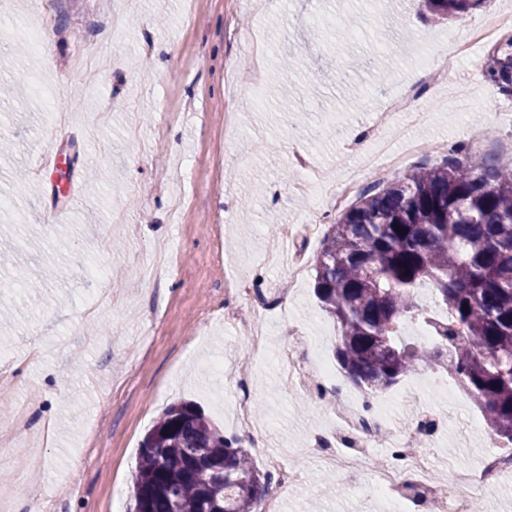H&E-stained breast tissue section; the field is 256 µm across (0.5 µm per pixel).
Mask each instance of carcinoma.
Segmentation results:
<instances>
[{
	"label": "carcinoma",
	"mask_w": 512,
	"mask_h": 512,
	"mask_svg": "<svg viewBox=\"0 0 512 512\" xmlns=\"http://www.w3.org/2000/svg\"><path fill=\"white\" fill-rule=\"evenodd\" d=\"M483 2L424 5L439 19H458ZM488 75L509 90L512 55ZM315 272L320 305L341 329L335 355L350 383L370 397L420 365L449 368L493 435L512 443V167L450 147L441 162L345 210L323 238ZM427 282L446 323L418 305ZM416 319L431 330L427 346L402 338L405 322ZM272 479L239 440L180 402L141 442L134 512H260Z\"/></svg>",
	"instance_id": "1"
}]
</instances>
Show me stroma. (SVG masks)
I'll return each mask as SVG.
<instances>
[{"instance_id":"stroma-1","label":"stroma","mask_w":512,"mask_h":512,"mask_svg":"<svg viewBox=\"0 0 512 512\" xmlns=\"http://www.w3.org/2000/svg\"><path fill=\"white\" fill-rule=\"evenodd\" d=\"M503 4L438 23L419 0H0V140L15 146L0 157V250L33 283L20 293L0 267V306L19 311L0 321V418L24 408L15 437L27 451L0 457L6 512H29L36 495L51 512H131L141 441L180 401L239 439L258 468L272 454L299 471L282 512H390L373 470L335 474L315 448L334 425L333 389L317 378L312 391L290 390L281 350L295 324L336 365L340 327L314 294V261L346 175L363 193L456 143L512 164V93L472 71L491 64L495 44L430 84L413 76L419 54L444 57L449 32ZM81 48L96 55V78L74 67ZM404 135L425 145L407 167L366 166ZM163 244L175 272L143 279L140 264ZM231 279L252 283L269 311L226 300ZM254 325L269 336L261 353L248 349ZM243 359L253 375L240 388ZM439 373L420 368L379 395L400 420L411 411L394 398L407 387L434 413L477 417L438 431L433 476L452 458L479 467L491 436L461 387L433 394ZM244 396L250 430L236 417Z\"/></svg>"}]
</instances>
